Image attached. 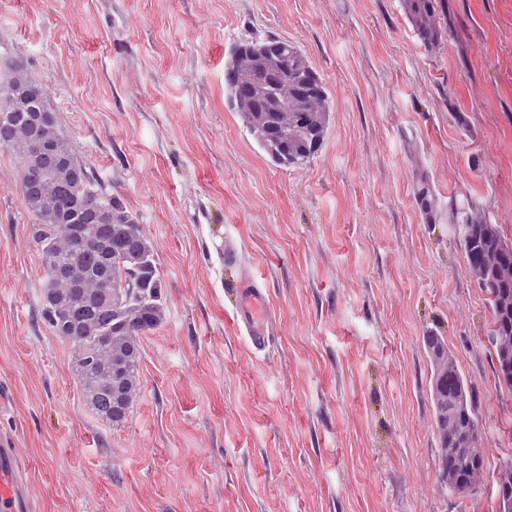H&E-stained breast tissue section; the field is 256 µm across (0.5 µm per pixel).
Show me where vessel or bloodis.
<instances>
[{"label": "vessel or blood", "mask_w": 512, "mask_h": 512, "mask_svg": "<svg viewBox=\"0 0 512 512\" xmlns=\"http://www.w3.org/2000/svg\"><path fill=\"white\" fill-rule=\"evenodd\" d=\"M231 291L238 326L243 328L254 350H264L272 334L270 305L265 288L254 278L244 277L232 285ZM0 512H36L13 445L3 439H0Z\"/></svg>", "instance_id": "obj_1"}]
</instances>
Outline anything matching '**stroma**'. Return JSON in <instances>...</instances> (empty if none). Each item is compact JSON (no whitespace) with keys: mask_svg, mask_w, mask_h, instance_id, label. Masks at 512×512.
I'll list each match as a JSON object with an SVG mask.
<instances>
[{"mask_svg":"<svg viewBox=\"0 0 512 512\" xmlns=\"http://www.w3.org/2000/svg\"><path fill=\"white\" fill-rule=\"evenodd\" d=\"M438 25L422 41L403 0H0V50L137 214L166 299L140 338L141 397L112 428L41 318L31 219L0 150V437L37 512H493L492 478L462 510L437 480L423 338L442 336L471 379L497 470L512 399L453 211L512 241V0H444ZM268 38L297 44L329 96L300 166L273 163L227 99L233 47ZM241 275L269 297L261 352L225 294Z\"/></svg>","mask_w":512,"mask_h":512,"instance_id":"35a3bbf8","label":"stroma"}]
</instances>
